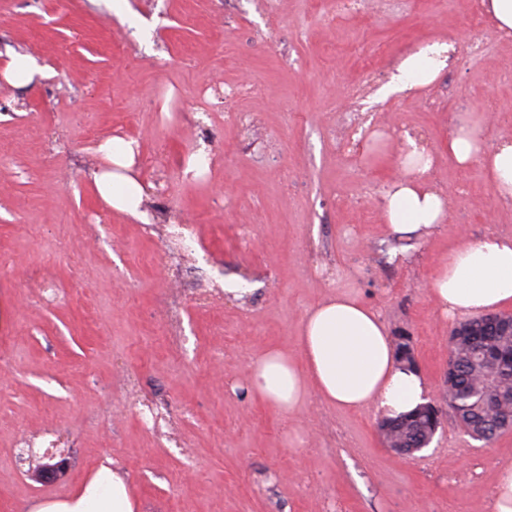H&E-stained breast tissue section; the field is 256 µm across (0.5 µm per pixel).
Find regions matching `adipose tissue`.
Masks as SVG:
<instances>
[{"mask_svg":"<svg viewBox=\"0 0 512 512\" xmlns=\"http://www.w3.org/2000/svg\"><path fill=\"white\" fill-rule=\"evenodd\" d=\"M451 49L433 43L406 55L387 93L408 94L432 84L448 67ZM98 152L104 163L91 179L99 198L118 213L145 220L149 192L136 170L138 141L115 137ZM448 155L461 167L481 160L499 199L512 204V141L485 150L482 122L464 118L448 138ZM398 165V176L383 193L385 225L398 238L425 237L447 221L446 197L431 178L434 159L408 134ZM428 295L450 321L512 307V237L460 239L431 278ZM295 348L292 354L272 348L253 358L243 390L288 415L313 394L336 408H371L385 418L411 412L430 398L426 377L400 366L379 314L352 293L336 292L308 308ZM31 512H139V503L126 474L108 459L68 498L36 504Z\"/></svg>","mask_w":512,"mask_h":512,"instance_id":"ef3b65f1","label":"adipose tissue"}]
</instances>
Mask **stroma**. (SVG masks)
Masks as SVG:
<instances>
[{
    "instance_id": "35a3bbf8",
    "label": "stroma",
    "mask_w": 512,
    "mask_h": 512,
    "mask_svg": "<svg viewBox=\"0 0 512 512\" xmlns=\"http://www.w3.org/2000/svg\"><path fill=\"white\" fill-rule=\"evenodd\" d=\"M479 14L476 0L352 14L336 0H0V66L28 53L47 68L0 87V512L67 498L107 459L141 512H488L512 430L485 446L446 413L401 460L373 411L313 396L285 416L231 389L346 289L410 336L441 402L452 325L427 283L459 233L512 236L480 163L445 150L467 113L487 122L486 149L512 139V35ZM436 41L460 52L434 84L383 95L403 54ZM405 129L432 152L447 222L399 264L370 189L398 175ZM113 136L167 185L152 225L89 183ZM202 141L210 170L185 180ZM168 216L194 228L188 263L165 251ZM238 279L248 294H225ZM50 448L70 471L44 484L29 467Z\"/></svg>"
}]
</instances>
